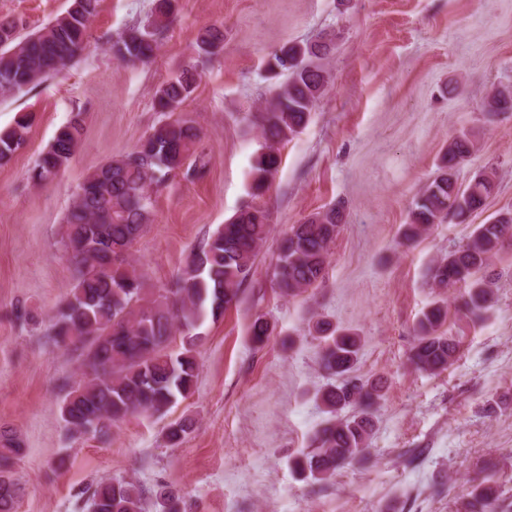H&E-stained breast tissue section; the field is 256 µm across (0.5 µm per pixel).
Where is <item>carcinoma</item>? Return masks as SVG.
<instances>
[{"instance_id":"obj_1","label":"carcinoma","mask_w":512,"mask_h":512,"mask_svg":"<svg viewBox=\"0 0 512 512\" xmlns=\"http://www.w3.org/2000/svg\"><path fill=\"white\" fill-rule=\"evenodd\" d=\"M100 0H69L66 11L34 32H21L0 21V97L23 94L42 81L63 73L87 47L88 29ZM172 10V0H156L146 25L125 29L112 42V55L127 63H146L158 50L156 35ZM224 31L212 24L195 41L196 63L187 66L156 90V107L163 118L137 148L114 157L90 172L64 219L63 241L74 266V284L53 324L55 344L72 347L82 359L81 379L64 395L61 416L73 437L104 435L110 427L138 413H161L178 398L187 397L198 378L197 329L208 317L217 320L236 301L252 276L262 243L270 232V212L261 201L280 166L277 144L297 136L311 119L326 91V61L332 48L326 39L288 43L271 53L268 73L285 82L254 116L265 141L252 166L251 201L219 225L189 254L183 272L166 285H152L129 262V253L150 223L151 190L183 170L199 142L201 130L184 115L183 106L195 89L197 64L218 55ZM31 126L27 115L0 130V163H6L26 143ZM83 135L75 115L62 125L40 155L31 173L37 185L50 183L64 170ZM474 140L463 133L448 144L440 173L414 199L406 243L417 241L435 224L452 217L459 222L483 209L496 188V172L481 170L464 187L452 180L473 153ZM342 209L332 206L300 224H293L278 243L273 283L290 296L317 288L325 277L331 245L339 232ZM512 241V209L477 224L467 242L436 261L428 276L436 288L461 285L463 307L482 320L492 308V283L481 275L505 243ZM448 305L433 302L418 319L410 361L416 369L440 374L454 363L459 343L441 331ZM321 349L323 370L338 381L320 399L331 418L315 437V448L293 462L304 479L330 478L345 462L364 457L370 435L371 410L381 398V386L353 375L360 337L325 321L313 327ZM184 336L179 350L170 349L172 336ZM268 323L257 316L251 338L263 344ZM352 414H345V410ZM185 418L167 428L165 438L176 447L192 433ZM23 453L13 436L0 433V512H14L17 484L9 466ZM498 490L480 484L466 503V512H496ZM92 512H144L145 490L131 480L112 478L96 484L89 497ZM156 512H179L178 496L166 485L150 493Z\"/></svg>"}]
</instances>
